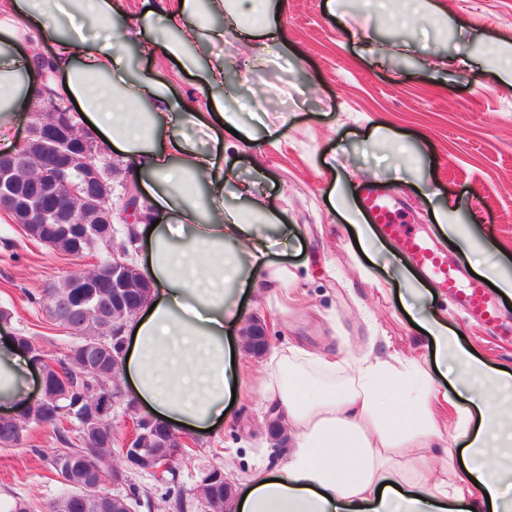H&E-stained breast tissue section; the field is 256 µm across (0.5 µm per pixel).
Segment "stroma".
Listing matches in <instances>:
<instances>
[{
    "label": "stroma",
    "mask_w": 512,
    "mask_h": 512,
    "mask_svg": "<svg viewBox=\"0 0 512 512\" xmlns=\"http://www.w3.org/2000/svg\"><path fill=\"white\" fill-rule=\"evenodd\" d=\"M388 0L385 10L357 0H286L280 24L287 48L263 49L226 30L221 53L250 59L249 77L228 71L231 96L243 125L251 88H261V126L228 157L230 184L265 177L268 206L295 236L275 261L297 274L293 298L279 292L241 297L243 324L268 327V353L297 343L356 362L366 352L411 356L419 336L398 299L393 278L409 258L389 241L386 260L373 267L384 289L362 281L348 219L360 188L392 194L409 233L433 238L467 271L497 268L512 275V73L499 60L512 51V0ZM132 67L160 64L185 104L202 99L197 79L146 45H128ZM335 161L334 173L321 165ZM456 224L483 245L474 253L449 243L442 226ZM105 248L75 258L28 240L0 223V333L34 337L48 356L71 341L49 322L40 300L44 284L70 271L92 269ZM435 301L464 343L494 364L512 369V333L492 331L457 308L447 291ZM241 396L222 425L204 434L182 432L191 451L175 463L183 489L202 468L216 465L233 484L287 458L268 436L270 409L258 387L260 361L242 354ZM58 442L51 428H30L20 444L0 446V498L46 508L60 484L50 471Z\"/></svg>",
    "instance_id": "stroma-1"
}]
</instances>
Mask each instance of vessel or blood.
<instances>
[{"label": "vessel or blood", "instance_id": "b4317fda", "mask_svg": "<svg viewBox=\"0 0 512 512\" xmlns=\"http://www.w3.org/2000/svg\"><path fill=\"white\" fill-rule=\"evenodd\" d=\"M360 205L381 235L398 241L401 249L416 263L421 273L471 315L489 324L501 318V303L483 282L470 277L458 263L439 248L432 239L408 234L397 224L392 200L385 194L366 190L360 196Z\"/></svg>", "mask_w": 512, "mask_h": 512}]
</instances>
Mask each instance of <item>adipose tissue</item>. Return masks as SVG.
Masks as SVG:
<instances>
[{"label": "adipose tissue", "instance_id": "obj_1", "mask_svg": "<svg viewBox=\"0 0 512 512\" xmlns=\"http://www.w3.org/2000/svg\"><path fill=\"white\" fill-rule=\"evenodd\" d=\"M156 0L165 27L116 29L124 0H0V143L9 144L35 94L25 45L50 40L54 87L90 121L102 149L132 160L155 227H137L151 293L126 323L124 377L157 420L200 432L224 418L240 385L232 337L246 291H288L296 275L275 267L278 226L256 182L227 203L225 128L247 130L224 106V57L196 55L244 38L287 44L281 0ZM152 36L208 90L207 109L186 108L152 69L131 75L123 44ZM431 354L366 355L346 387L332 355L289 347L267 362L262 395L290 425L287 460L245 480L239 512H512V372L465 346L438 311L416 318ZM22 351L0 346V403L27 398ZM450 419L469 461L457 467L439 419Z\"/></svg>", "mask_w": 512, "mask_h": 512}]
</instances>
